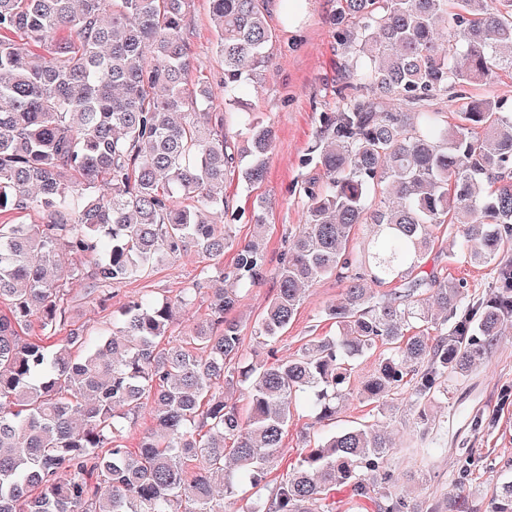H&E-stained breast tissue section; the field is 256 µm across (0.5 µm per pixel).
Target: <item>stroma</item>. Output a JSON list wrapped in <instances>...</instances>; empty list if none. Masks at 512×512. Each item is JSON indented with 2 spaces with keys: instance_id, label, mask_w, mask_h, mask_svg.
I'll return each instance as SVG.
<instances>
[{
  "instance_id": "35a3bbf8",
  "label": "stroma",
  "mask_w": 512,
  "mask_h": 512,
  "mask_svg": "<svg viewBox=\"0 0 512 512\" xmlns=\"http://www.w3.org/2000/svg\"><path fill=\"white\" fill-rule=\"evenodd\" d=\"M268 5L267 22L274 34L270 46L273 64L262 83L245 97L251 112L274 132L267 174L262 183L252 187L233 176L225 182V193L235 206L251 209L259 197L268 202L264 230L251 223L232 226L233 245L222 259L224 267H231L236 245L262 233L266 253L263 278L242 294L232 312L241 326L242 351L252 360L265 356L254 338V326L276 293L286 240L303 220L302 186L317 174L301 160L315 141L320 113L336 108L343 67L337 28L331 20L336 0H306L304 13L294 24L289 23L282 0H268ZM189 28L194 76L219 87L224 64L216 52L207 0H191ZM425 262L464 282L468 304L458 310L457 320L468 317L471 304L494 291V266L471 263L457 248L453 232H445L442 244L435 246ZM204 264V259L192 251L160 262L136 279L110 286L111 298L104 306L98 295L87 294L84 284H71L67 296L70 314L90 330L107 328L113 311L129 297L176 296L197 280ZM341 296L342 285L335 278L313 282L294 321L276 342L279 355H296L311 337L335 335V323L323 320L319 313ZM429 415L448 433L443 453L435 456L423 452L417 415L409 406L398 405L392 414L383 416L373 406L355 401L344 409L340 420L345 424H374L388 432L395 453L383 465L390 475L385 488L393 499L402 502L405 512H448L449 500L464 486L477 490L470 512H491L496 488L512 478V322L504 326L484 363L474 366L465 379L449 380L447 396L433 401ZM325 431L309 408H297L280 455L264 479L266 487L275 488L308 440Z\"/></svg>"
}]
</instances>
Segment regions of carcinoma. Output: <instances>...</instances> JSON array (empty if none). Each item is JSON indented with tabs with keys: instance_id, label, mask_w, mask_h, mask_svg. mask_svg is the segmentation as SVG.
I'll use <instances>...</instances> for the list:
<instances>
[{
	"instance_id": "cac0c4a2",
	"label": "carcinoma",
	"mask_w": 512,
	"mask_h": 512,
	"mask_svg": "<svg viewBox=\"0 0 512 512\" xmlns=\"http://www.w3.org/2000/svg\"><path fill=\"white\" fill-rule=\"evenodd\" d=\"M267 2L209 0L224 62L216 93L191 75L189 0H0V214L45 215L0 224V512H224L238 486L261 488L300 405L334 423L354 399L381 412L398 400L417 411L430 455L442 435L426 408L448 375L488 358L512 314L504 268L494 295L450 329L465 286L423 270L445 224L478 265L512 250V105L467 96L512 74V0H336L345 74L302 159L318 175L255 329L267 361L242 357L229 317L263 278L258 238L237 247L230 272L205 265L173 300H128L108 335L78 325L52 344L22 339L32 317L51 336L65 326L71 280L121 283L190 247L224 255L226 227L245 215L224 180L261 183L273 143L238 111L270 63ZM378 194L392 205L372 207ZM360 224L370 234L354 250ZM324 276L344 284L323 309L336 335L277 357L306 287ZM206 285L209 318L168 340ZM375 351L374 372L352 387L353 362ZM149 398L163 435L132 450L125 422ZM391 453L372 426L335 429L246 512H324L341 488L375 512H403L378 490ZM492 512H512V480Z\"/></svg>"
}]
</instances>
